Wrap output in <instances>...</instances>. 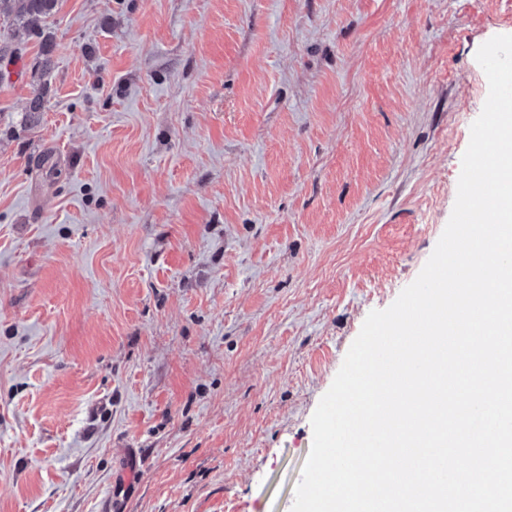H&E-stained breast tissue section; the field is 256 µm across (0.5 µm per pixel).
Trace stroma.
Returning <instances> with one entry per match:
<instances>
[{
    "label": "stroma",
    "instance_id": "stroma-1",
    "mask_svg": "<svg viewBox=\"0 0 512 512\" xmlns=\"http://www.w3.org/2000/svg\"><path fill=\"white\" fill-rule=\"evenodd\" d=\"M0 60V512H291L450 218L512 0H58ZM47 83L44 112L27 110Z\"/></svg>",
    "mask_w": 512,
    "mask_h": 512
}]
</instances>
